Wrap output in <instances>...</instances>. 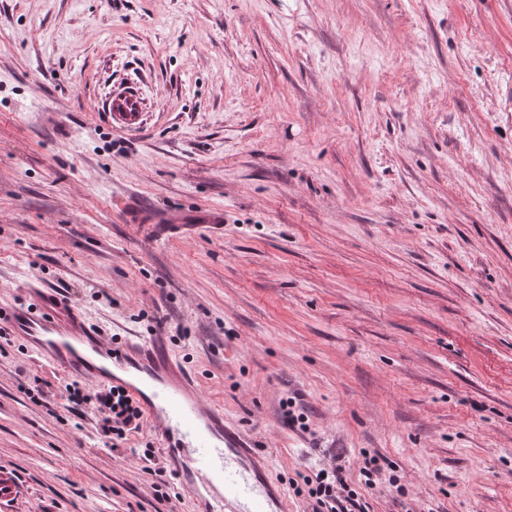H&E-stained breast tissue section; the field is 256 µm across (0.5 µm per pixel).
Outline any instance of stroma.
Masks as SVG:
<instances>
[{
  "label": "stroma",
  "instance_id": "stroma-1",
  "mask_svg": "<svg viewBox=\"0 0 512 512\" xmlns=\"http://www.w3.org/2000/svg\"><path fill=\"white\" fill-rule=\"evenodd\" d=\"M32 278L160 330L288 512L331 463L362 512H512V0H0V307ZM67 379L0 347V512H198Z\"/></svg>",
  "mask_w": 512,
  "mask_h": 512
}]
</instances>
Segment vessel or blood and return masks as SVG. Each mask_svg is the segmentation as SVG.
I'll return each mask as SVG.
<instances>
[{
	"label": "vessel or blood",
	"instance_id": "vessel-or-blood-1",
	"mask_svg": "<svg viewBox=\"0 0 512 512\" xmlns=\"http://www.w3.org/2000/svg\"><path fill=\"white\" fill-rule=\"evenodd\" d=\"M22 302L0 312V324L64 372L99 385L119 386L135 398L177 462L191 451L186 484L201 497V512H272L283 498L270 483V464L224 412L200 395L191 375L154 332L122 340L102 335L81 309L38 279L23 287Z\"/></svg>",
	"mask_w": 512,
	"mask_h": 512
}]
</instances>
